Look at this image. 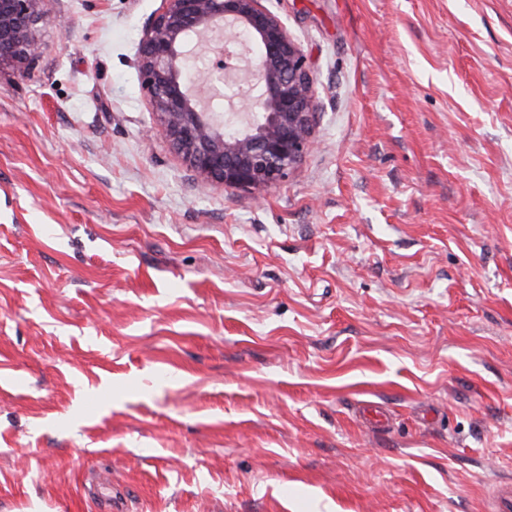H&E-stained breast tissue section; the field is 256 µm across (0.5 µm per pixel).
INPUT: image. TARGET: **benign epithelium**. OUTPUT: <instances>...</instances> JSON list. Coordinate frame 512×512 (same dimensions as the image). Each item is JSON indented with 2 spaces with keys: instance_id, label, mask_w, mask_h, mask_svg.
I'll return each mask as SVG.
<instances>
[{
  "instance_id": "obj_1",
  "label": "benign epithelium",
  "mask_w": 512,
  "mask_h": 512,
  "mask_svg": "<svg viewBox=\"0 0 512 512\" xmlns=\"http://www.w3.org/2000/svg\"><path fill=\"white\" fill-rule=\"evenodd\" d=\"M49 0H0V62L35 58L33 30ZM142 38L138 70L151 112L172 150L204 187L281 185L312 145L316 108L302 47L262 0H163ZM224 46L209 67L208 97L187 70L199 46ZM237 89L249 116L228 130L210 101Z\"/></svg>"
}]
</instances>
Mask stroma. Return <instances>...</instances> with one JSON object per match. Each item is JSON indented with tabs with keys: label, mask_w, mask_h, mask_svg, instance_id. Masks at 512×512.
Masks as SVG:
<instances>
[{
	"label": "stroma",
	"mask_w": 512,
	"mask_h": 512,
	"mask_svg": "<svg viewBox=\"0 0 512 512\" xmlns=\"http://www.w3.org/2000/svg\"><path fill=\"white\" fill-rule=\"evenodd\" d=\"M263 4L317 107L269 191L201 189L157 127L162 0H50L0 64V512H486L512 479V0Z\"/></svg>",
	"instance_id": "obj_1"
}]
</instances>
